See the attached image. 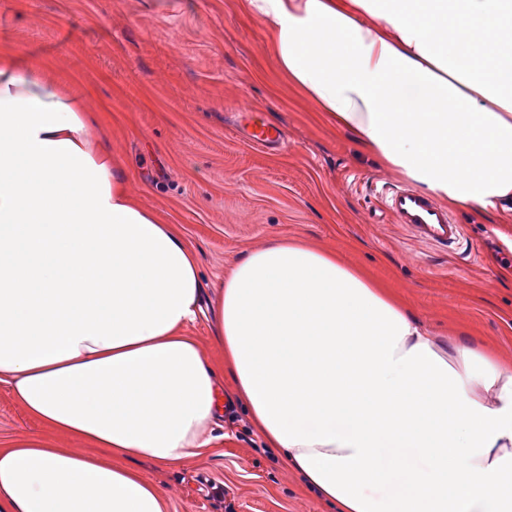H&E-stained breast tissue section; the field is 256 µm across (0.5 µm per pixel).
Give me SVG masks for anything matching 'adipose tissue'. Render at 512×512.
<instances>
[{"instance_id": "adipose-tissue-1", "label": "adipose tissue", "mask_w": 512, "mask_h": 512, "mask_svg": "<svg viewBox=\"0 0 512 512\" xmlns=\"http://www.w3.org/2000/svg\"><path fill=\"white\" fill-rule=\"evenodd\" d=\"M244 2L338 129L425 193L512 210V0ZM97 128L49 65L0 48V384L46 429L0 448V512H166L129 463L199 454L224 374L336 512H512V366L288 239L219 283L212 365L183 333L196 254Z\"/></svg>"}]
</instances>
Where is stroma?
Here are the masks:
<instances>
[{"mask_svg":"<svg viewBox=\"0 0 512 512\" xmlns=\"http://www.w3.org/2000/svg\"><path fill=\"white\" fill-rule=\"evenodd\" d=\"M269 42L244 0H0V46L88 94L140 204L195 251L204 302L250 250L300 239L366 270L449 344L512 361V210L487 221L452 208L468 240L454 254L411 239L380 197L404 177L328 123L279 74ZM247 111L281 130L282 149L243 137ZM44 432L1 386L0 444ZM208 438L173 466L133 461L167 512H330L264 446L232 381Z\"/></svg>","mask_w":512,"mask_h":512,"instance_id":"1","label":"stroma"}]
</instances>
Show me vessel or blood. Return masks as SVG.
I'll return each instance as SVG.
<instances>
[{
  "label": "vessel or blood",
  "instance_id": "obj_1",
  "mask_svg": "<svg viewBox=\"0 0 512 512\" xmlns=\"http://www.w3.org/2000/svg\"><path fill=\"white\" fill-rule=\"evenodd\" d=\"M250 141L266 148L278 147L281 134L262 121L249 122ZM384 208L394 223L400 224L416 241L430 246L460 247L464 241V227L435 201L406 187L388 189L381 196Z\"/></svg>",
  "mask_w": 512,
  "mask_h": 512
}]
</instances>
